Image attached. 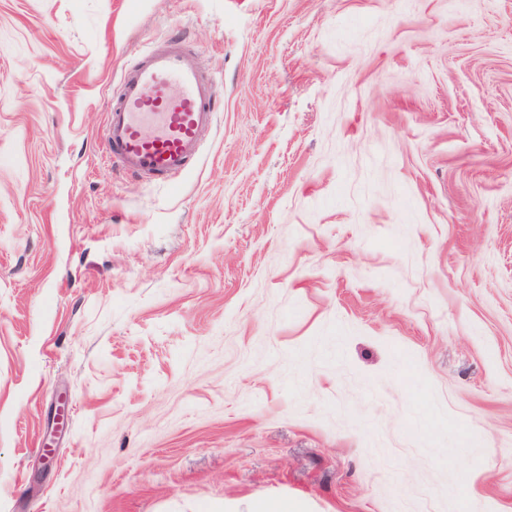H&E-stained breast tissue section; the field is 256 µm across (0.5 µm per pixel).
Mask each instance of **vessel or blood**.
<instances>
[{"label":"vessel or blood","instance_id":"obj_1","mask_svg":"<svg viewBox=\"0 0 512 512\" xmlns=\"http://www.w3.org/2000/svg\"><path fill=\"white\" fill-rule=\"evenodd\" d=\"M214 81L199 56L172 41L144 52L108 108L106 155L148 179L185 172L215 124Z\"/></svg>","mask_w":512,"mask_h":512}]
</instances>
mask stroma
<instances>
[{
    "label": "stroma",
    "instance_id": "stroma-1",
    "mask_svg": "<svg viewBox=\"0 0 512 512\" xmlns=\"http://www.w3.org/2000/svg\"><path fill=\"white\" fill-rule=\"evenodd\" d=\"M178 34L221 110L146 180ZM260 496L512 512V0H0V512ZM214 86L182 41L144 52L109 105L107 158L148 179L185 172L214 127Z\"/></svg>",
    "mask_w": 512,
    "mask_h": 512
}]
</instances>
